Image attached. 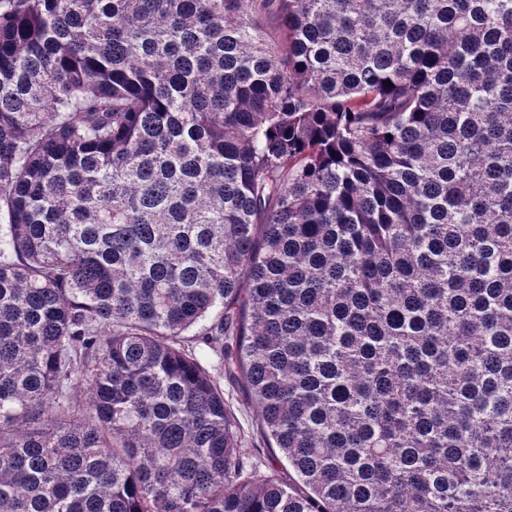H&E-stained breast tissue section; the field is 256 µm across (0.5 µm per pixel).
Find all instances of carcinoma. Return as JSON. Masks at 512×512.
<instances>
[{
    "label": "carcinoma",
    "instance_id": "1",
    "mask_svg": "<svg viewBox=\"0 0 512 512\" xmlns=\"http://www.w3.org/2000/svg\"><path fill=\"white\" fill-rule=\"evenodd\" d=\"M0 512H512V0H0ZM224 402L232 411L242 438L241 451L249 470L256 475L275 473L282 481L293 479L288 467L276 448H268L263 441L255 409L251 405L240 381L224 374Z\"/></svg>",
    "mask_w": 512,
    "mask_h": 512
}]
</instances>
